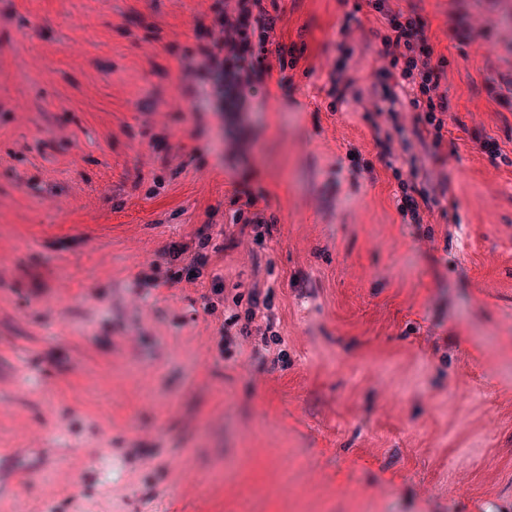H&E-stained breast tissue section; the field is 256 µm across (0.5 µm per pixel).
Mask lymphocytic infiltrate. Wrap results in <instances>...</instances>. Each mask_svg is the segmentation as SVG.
Returning <instances> with one entry per match:
<instances>
[{
	"instance_id": "f902f5d3",
	"label": "lymphocytic infiltrate",
	"mask_w": 512,
	"mask_h": 512,
	"mask_svg": "<svg viewBox=\"0 0 512 512\" xmlns=\"http://www.w3.org/2000/svg\"><path fill=\"white\" fill-rule=\"evenodd\" d=\"M345 7L339 28L336 56L329 65L327 91L330 111L353 101L369 117L374 135L384 147L386 167L398 184L396 208L406 224H420L426 212L448 197V175L444 171L448 154V114L451 100L446 83V61L437 54L426 34V22L415 12L406 13L395 0H367L383 32L374 49L365 78L351 72V61L364 23L348 11L349 0H337ZM212 20L196 37V49L186 57V68L195 77L208 111L216 113L221 132L234 130L244 112L252 108L256 85L270 70V55L287 59L296 67L298 56H287L281 42L283 16L267 0H213ZM422 155H415L414 147ZM209 238L197 233L191 244L172 242L163 253L171 265L161 275L157 263L142 266L136 275L141 288H158L176 280L193 284L211 266ZM271 303L260 291H251L245 312H231L224 319L218 347L228 352L235 336L249 333V325Z\"/></svg>"
}]
</instances>
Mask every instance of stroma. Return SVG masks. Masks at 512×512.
<instances>
[{
	"mask_svg": "<svg viewBox=\"0 0 512 512\" xmlns=\"http://www.w3.org/2000/svg\"><path fill=\"white\" fill-rule=\"evenodd\" d=\"M275 2L317 69L265 79L230 143L181 64L206 0H0V512L512 507V0H400L452 105L424 224L361 108L328 109L336 0ZM206 228L209 274L270 293L280 344L221 359L207 279L136 286ZM237 208L234 211V218L236 221L243 220L244 224H252L255 232L253 240L256 243H261L264 239L263 228L267 227L269 221L258 211H251L255 207V201L252 197L246 196L245 200L242 197H237L233 201Z\"/></svg>",
	"mask_w": 512,
	"mask_h": 512,
	"instance_id": "1",
	"label": "stroma"
}]
</instances>
